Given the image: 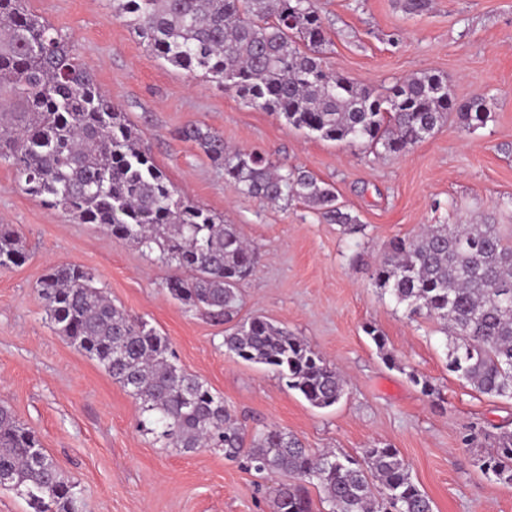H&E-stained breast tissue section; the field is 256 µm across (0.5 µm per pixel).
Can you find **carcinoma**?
Returning <instances> with one entry per match:
<instances>
[{"label": "carcinoma", "mask_w": 512, "mask_h": 512, "mask_svg": "<svg viewBox=\"0 0 512 512\" xmlns=\"http://www.w3.org/2000/svg\"><path fill=\"white\" fill-rule=\"evenodd\" d=\"M148 48L171 66L233 91L316 137L401 153L431 135L448 115L468 128L486 122L483 96L460 102L439 75L421 74L386 96L334 72L314 0H112ZM224 170L236 191L263 203L297 200L333 224L364 231L338 204L335 189L256 150H232L198 124L177 131ZM0 160L41 202L95 224L115 239L160 252L177 273L162 287L190 310L222 323L239 284L260 262L233 224L181 195L137 129L72 41L30 14L22 0H0ZM22 237L0 224V266L26 261ZM373 279L408 316L444 330L448 371L475 391L512 399V235L497 224H430L395 238ZM60 334L95 360L140 405L143 423L169 448H213L258 473L280 471L316 486L329 512H434L398 449L375 445L358 460L315 453L279 427L248 431L224 398L172 359L169 339L112 303L94 275L77 265L48 269L36 285ZM382 360L401 367L373 326L364 327ZM227 352L276 372L311 406L344 396L340 371L301 336L255 316L225 331ZM476 464L512 484V430L473 428L464 437ZM0 487L24 494L34 512H81L84 489L57 467L35 432L0 406ZM273 512H312L302 486L280 489Z\"/></svg>", "instance_id": "1"}]
</instances>
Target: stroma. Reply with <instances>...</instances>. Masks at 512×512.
I'll use <instances>...</instances> for the list:
<instances>
[{
	"instance_id": "1",
	"label": "stroma",
	"mask_w": 512,
	"mask_h": 512,
	"mask_svg": "<svg viewBox=\"0 0 512 512\" xmlns=\"http://www.w3.org/2000/svg\"><path fill=\"white\" fill-rule=\"evenodd\" d=\"M316 0L333 71L379 91L414 74L445 78L458 100L491 103L478 128L449 118L399 154L325 141L192 78L157 58L111 0H26L70 38L101 88L126 112L170 181L236 225L261 260L241 284L237 319L259 314L302 336L347 380L336 405L311 406L260 364L224 348V328L186 310L161 283L170 269L93 224L28 195L0 160V224L14 225L28 258L0 266V404L39 436L85 488L82 512H272L283 472L258 474L223 452L164 447L141 427L138 404L47 320L36 283L52 265L90 270L113 303L167 336L175 362L223 396L247 429L276 426L315 451L361 455L397 448L434 512H512V485L485 475L463 437L512 429V400L479 394L449 373L436 322L410 319L372 274L393 238L427 224L512 227V0ZM218 132L332 184L364 230L323 220L298 201L268 205L231 189L224 172L178 129ZM376 326L403 367H387L364 325ZM429 380L422 393L410 373Z\"/></svg>"
}]
</instances>
